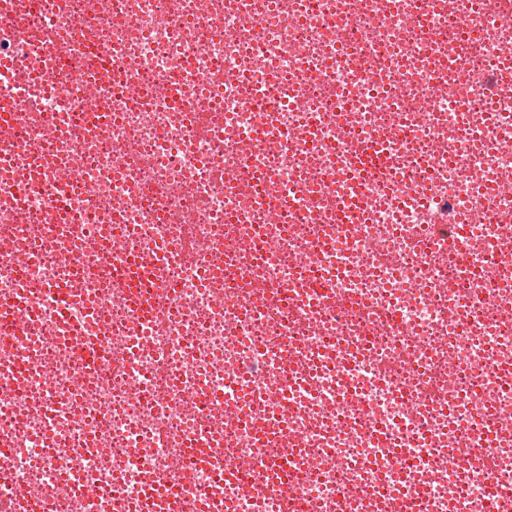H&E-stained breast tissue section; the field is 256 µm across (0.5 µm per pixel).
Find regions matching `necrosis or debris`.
Returning a JSON list of instances; mask_svg holds the SVG:
<instances>
[{"mask_svg":"<svg viewBox=\"0 0 512 512\" xmlns=\"http://www.w3.org/2000/svg\"><path fill=\"white\" fill-rule=\"evenodd\" d=\"M9 3L0 512H512V0Z\"/></svg>","mask_w":512,"mask_h":512,"instance_id":"obj_1","label":"necrosis or debris"}]
</instances>
